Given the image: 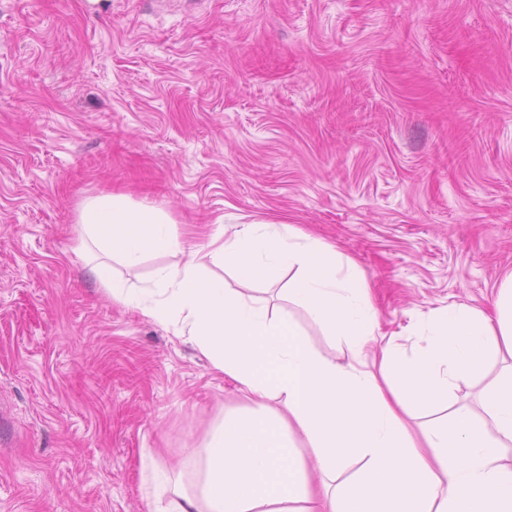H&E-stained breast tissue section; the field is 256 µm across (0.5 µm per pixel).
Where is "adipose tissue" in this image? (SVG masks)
Masks as SVG:
<instances>
[{
    "label": "adipose tissue",
    "mask_w": 512,
    "mask_h": 512,
    "mask_svg": "<svg viewBox=\"0 0 512 512\" xmlns=\"http://www.w3.org/2000/svg\"><path fill=\"white\" fill-rule=\"evenodd\" d=\"M79 222L105 256L91 271L113 302L192 336L245 400L179 470L142 453L157 488L149 512H512L511 271L488 308L434 310L402 347L354 264L295 225L259 220L228 236L219 224L203 247L170 229L164 207L113 194L87 200ZM152 251L179 260L139 284L111 274V260L133 268ZM210 261L287 280L291 310L225 287ZM476 381L477 408L459 404ZM188 470L191 494L177 489Z\"/></svg>",
    "instance_id": "ef3b65f1"
}]
</instances>
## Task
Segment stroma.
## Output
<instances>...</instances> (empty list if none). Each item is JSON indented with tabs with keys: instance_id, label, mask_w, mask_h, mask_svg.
I'll list each match as a JSON object with an SVG mask.
<instances>
[{
	"instance_id": "obj_1",
	"label": "stroma",
	"mask_w": 512,
	"mask_h": 512,
	"mask_svg": "<svg viewBox=\"0 0 512 512\" xmlns=\"http://www.w3.org/2000/svg\"><path fill=\"white\" fill-rule=\"evenodd\" d=\"M112 193L336 245L411 344L512 270V0H0V512H147L245 403L91 273Z\"/></svg>"
}]
</instances>
